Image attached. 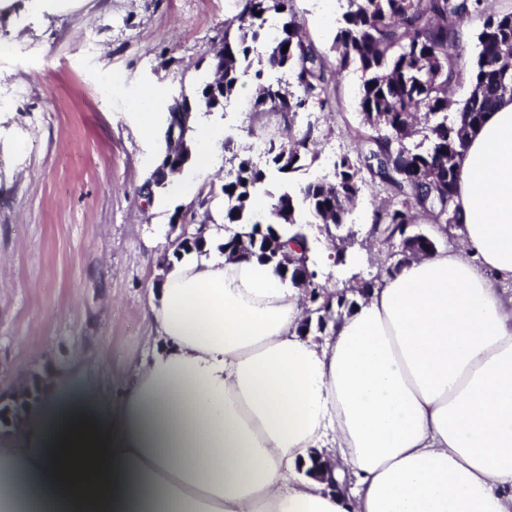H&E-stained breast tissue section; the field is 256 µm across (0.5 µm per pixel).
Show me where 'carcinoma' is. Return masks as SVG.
Here are the masks:
<instances>
[{
  "instance_id": "obj_1",
  "label": "carcinoma",
  "mask_w": 512,
  "mask_h": 512,
  "mask_svg": "<svg viewBox=\"0 0 512 512\" xmlns=\"http://www.w3.org/2000/svg\"><path fill=\"white\" fill-rule=\"evenodd\" d=\"M336 32V74L350 67L361 72L362 120L372 134L355 132L357 158L339 156L335 179H314L294 193L274 197L268 212L253 208L256 190L268 174L297 172L317 158L312 128L292 134L293 118L315 101L324 107L330 96L328 65L303 39L293 13V0H240L241 10L224 28V69L219 81L208 82L198 103L206 111L224 107L239 83L251 75L254 44L265 43L254 75L253 112L280 116L286 137L265 138V166L247 154H237L236 168L226 173L222 191L227 207L224 223L241 224L251 240V257L282 270L281 259L267 252L266 239L288 229L289 240L307 250L301 231L303 215L325 226L344 224L355 205L365 177L381 186L387 200L374 210L373 223L387 234L386 243L402 246L405 226L457 224L454 207L457 159L467 135L480 127L504 93L512 90V10L487 13V0H345ZM484 18L477 35L478 54L467 66L461 23L470 16ZM287 52H282V48ZM470 78V96L448 118V92ZM423 133L422 142L407 140ZM428 238L397 252L399 258L382 271L392 274L411 259L432 253ZM311 294L343 307L347 290L329 297L312 280Z\"/></svg>"
}]
</instances>
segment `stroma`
I'll use <instances>...</instances> for the list:
<instances>
[{
	"mask_svg": "<svg viewBox=\"0 0 512 512\" xmlns=\"http://www.w3.org/2000/svg\"><path fill=\"white\" fill-rule=\"evenodd\" d=\"M305 36L328 66L340 0H294ZM239 12L238 0H0V40L19 48L0 56V406L33 379L81 369L112 396L132 365L156 348L144 317L148 284L187 224L224 221L222 185L233 152L281 133L276 114L251 111V81L225 110L210 113L234 131L219 142L196 194L141 187L159 166L164 140L139 137L131 102L143 92L164 101L196 99L210 79L213 46ZM360 73L332 77L326 109L299 113L295 132L314 126L318 157L291 174L294 186L356 156ZM386 197L366 183L346 224L328 238L304 230L317 252L318 281L343 288L372 279L389 248L370 234Z\"/></svg>",
	"mask_w": 512,
	"mask_h": 512,
	"instance_id": "35a3bbf8",
	"label": "stroma"
}]
</instances>
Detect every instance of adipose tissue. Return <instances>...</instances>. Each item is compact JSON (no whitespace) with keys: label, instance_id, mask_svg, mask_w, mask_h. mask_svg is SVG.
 Segmentation results:
<instances>
[{"label":"adipose tissue","instance_id":"adipose-tissue-1","mask_svg":"<svg viewBox=\"0 0 512 512\" xmlns=\"http://www.w3.org/2000/svg\"><path fill=\"white\" fill-rule=\"evenodd\" d=\"M223 138L197 124L184 192ZM455 204V245L383 275L320 341L273 265L173 262L145 311L161 346L119 399L70 368L0 439V512H512V95L469 135ZM82 420L110 480L70 490L54 455Z\"/></svg>","mask_w":512,"mask_h":512}]
</instances>
